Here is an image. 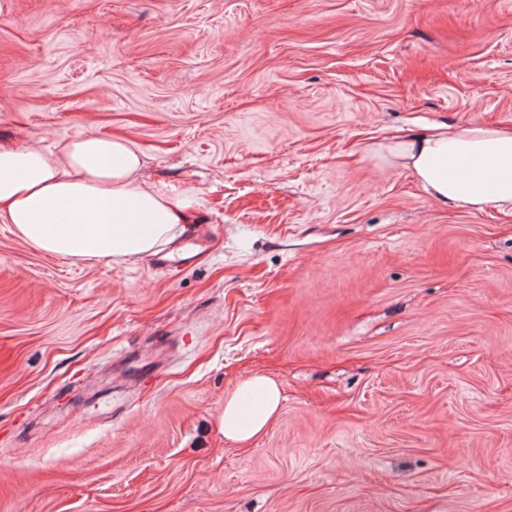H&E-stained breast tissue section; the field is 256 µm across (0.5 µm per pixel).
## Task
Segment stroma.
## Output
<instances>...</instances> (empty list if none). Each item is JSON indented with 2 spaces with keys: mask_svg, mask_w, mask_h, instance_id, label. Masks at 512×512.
I'll return each mask as SVG.
<instances>
[{
  "mask_svg": "<svg viewBox=\"0 0 512 512\" xmlns=\"http://www.w3.org/2000/svg\"><path fill=\"white\" fill-rule=\"evenodd\" d=\"M0 84L1 144L123 137L194 199L174 269L0 223V512H512V211L369 152L512 127V0H0ZM281 391L277 383L265 376L254 375L224 395L222 429L224 437L247 444L266 432L277 417Z\"/></svg>",
  "mask_w": 512,
  "mask_h": 512,
  "instance_id": "obj_1",
  "label": "stroma"
}]
</instances>
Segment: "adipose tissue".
<instances>
[{"instance_id": "adipose-tissue-1", "label": "adipose tissue", "mask_w": 512, "mask_h": 512, "mask_svg": "<svg viewBox=\"0 0 512 512\" xmlns=\"http://www.w3.org/2000/svg\"><path fill=\"white\" fill-rule=\"evenodd\" d=\"M410 171L442 204L512 211V127L441 124L372 148ZM144 162L125 138L95 135L0 146V222L36 248L79 260L133 261L157 253L190 222L192 198L141 179ZM281 391L254 375L224 396L226 439L247 444L277 417Z\"/></svg>"}]
</instances>
